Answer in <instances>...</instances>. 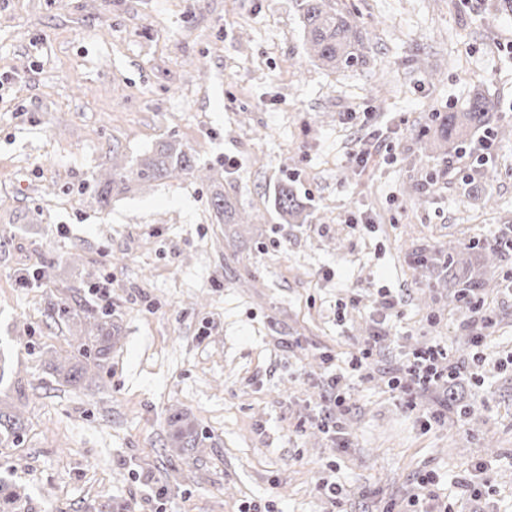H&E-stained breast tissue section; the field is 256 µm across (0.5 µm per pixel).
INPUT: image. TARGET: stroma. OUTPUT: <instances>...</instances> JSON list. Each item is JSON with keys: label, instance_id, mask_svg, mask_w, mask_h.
I'll return each instance as SVG.
<instances>
[{"label": "stroma", "instance_id": "1", "mask_svg": "<svg viewBox=\"0 0 512 512\" xmlns=\"http://www.w3.org/2000/svg\"><path fill=\"white\" fill-rule=\"evenodd\" d=\"M369 32L366 64L305 54L301 0H0V353L27 425L0 455L33 512H512V254L488 269L496 323L473 362L440 268L416 253L512 237V11L500 0H334ZM498 105L485 159L429 137L473 93ZM356 113L345 122V113ZM174 141L202 179L130 182L102 203L96 179ZM368 149L366 164L353 156ZM480 181L496 201L464 194ZM308 206L282 223L280 181ZM221 187L249 224H219ZM42 265L39 283L21 286ZM111 277L118 334L96 382L58 384L47 350L75 328L57 300L94 305ZM401 300L384 315L382 290ZM386 324L365 377L349 361ZM441 343L460 374L419 395L422 430L386 381ZM347 375L348 445L314 423L324 384ZM471 407L447 411L448 397ZM178 409L205 440L172 447ZM492 489L465 492L476 466ZM431 474L434 486L419 488ZM166 488L156 499L157 488Z\"/></svg>", "mask_w": 512, "mask_h": 512}]
</instances>
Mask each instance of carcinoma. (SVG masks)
<instances>
[{"label": "carcinoma", "mask_w": 512, "mask_h": 512, "mask_svg": "<svg viewBox=\"0 0 512 512\" xmlns=\"http://www.w3.org/2000/svg\"><path fill=\"white\" fill-rule=\"evenodd\" d=\"M301 23L306 53L318 65L329 70H340L366 62L369 46L367 33L358 24L336 11L332 0H304ZM496 105L484 96L472 98L461 112H450L438 117L437 131L459 148L468 146V134L486 125ZM203 168L195 164L191 154L173 141L159 143L155 152L126 168L113 165L112 173L98 181L101 200L106 201L123 191L133 179L143 182L158 181L173 175L186 179L201 176ZM273 205L286 224L305 223L307 207L292 184L282 181L273 191ZM211 206L217 223L242 224L246 217L236 213L224 193L216 191ZM512 250V239L499 242L448 243L437 256H425L418 261L422 266L442 263L446 280L441 287L448 289V296L456 301L465 294L482 295L489 288V281L475 270L471 256L479 254L482 264L501 261L508 250ZM58 315L79 327L73 337L71 351L65 356L50 354L49 367L58 380L69 386H77L86 378L89 370L101 369L112 348V336L117 325L112 321V311L90 308H74L67 301L53 304ZM171 423L180 427L181 447L197 448L201 435L185 423L178 412L170 416ZM25 433V422L21 413L0 400V448H15ZM0 512H32L29 498L18 491V487L0 480Z\"/></svg>", "instance_id": "obj_1"}]
</instances>
